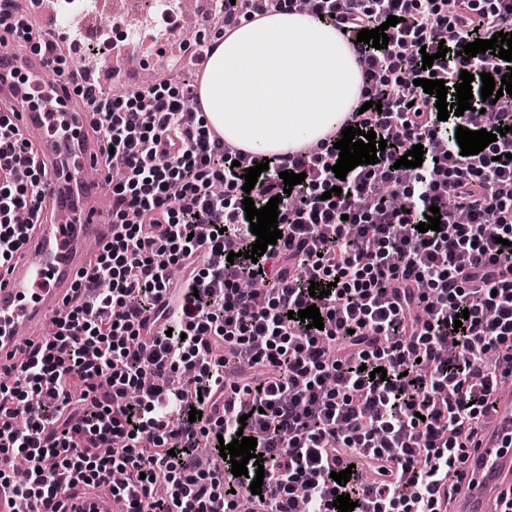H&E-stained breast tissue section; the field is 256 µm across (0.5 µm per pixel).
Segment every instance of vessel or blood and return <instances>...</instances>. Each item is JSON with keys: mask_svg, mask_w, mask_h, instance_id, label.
I'll list each match as a JSON object with an SVG mask.
<instances>
[{"mask_svg": "<svg viewBox=\"0 0 512 512\" xmlns=\"http://www.w3.org/2000/svg\"><path fill=\"white\" fill-rule=\"evenodd\" d=\"M45 69L46 58L39 54L13 57L0 65V107L15 111L49 185L43 223L35 226L21 256L0 278L2 366L17 362L25 344L42 342L112 233L101 206L102 184L87 176L101 162L103 130L93 113L65 82L48 85L36 106L12 78L20 72L37 84ZM464 469L466 477L451 512H489L490 502L512 487V390L496 393L483 419L479 445L469 451ZM65 512H116V502L106 490L79 491L66 498Z\"/></svg>", "mask_w": 512, "mask_h": 512, "instance_id": "obj_1", "label": "vessel or blood"}]
</instances>
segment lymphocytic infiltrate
Masks as SVG:
<instances>
[{
	"label": "lymphocytic infiltrate",
	"instance_id": "lymphocytic-infiltrate-1",
	"mask_svg": "<svg viewBox=\"0 0 512 512\" xmlns=\"http://www.w3.org/2000/svg\"><path fill=\"white\" fill-rule=\"evenodd\" d=\"M217 37L266 9L306 11L342 31L360 68V101L316 144L270 159L251 192L243 176L258 158L205 123L194 86L168 81L112 97L84 84L103 129L108 165L125 179L112 188V237L83 294L25 362L0 384V455L21 457L24 481L0 471L17 512H55L68 485L109 487L125 512H236L240 497L265 512H437L456 491L457 465L480 434L481 417L512 377V96L482 100L481 73L501 80L507 63L463 45L512 33V0H217ZM387 30V48L358 42L363 29ZM0 31L65 58L0 0ZM444 59H436L440 47ZM433 54L431 69L423 53ZM474 74L471 110L438 118L436 96L418 78L459 82ZM387 140L374 164L346 178L331 170L342 129ZM496 133L476 155H462L457 127ZM417 168L394 163L414 145ZM35 151L10 112L0 111V275L19 253L27 225L45 206ZM304 174L284 193L279 174ZM340 193H333V186ZM397 188L402 207L383 199ZM255 207L279 197L282 232L258 261L245 259L256 237L243 199ZM439 230L418 232L430 206ZM181 278H174L173 268ZM264 286L255 300L239 283ZM330 287L311 297V282ZM317 306L323 328L289 311ZM469 318L454 326L456 313ZM247 368L228 385L233 368ZM385 379L371 378L375 368ZM185 372L183 386L169 382ZM39 396L37 416L26 414ZM80 411H71V403ZM201 419L190 420V410ZM257 440L262 465L248 475L204 472L200 443L219 449L237 434ZM375 464L383 479L340 484L339 462ZM263 470L261 494L250 473Z\"/></svg>",
	"mask_w": 512,
	"mask_h": 512
}]
</instances>
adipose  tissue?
<instances>
[{
	"label": "adipose tissue",
	"mask_w": 512,
	"mask_h": 512,
	"mask_svg": "<svg viewBox=\"0 0 512 512\" xmlns=\"http://www.w3.org/2000/svg\"><path fill=\"white\" fill-rule=\"evenodd\" d=\"M360 90L353 53L329 24L283 12L243 24L209 57L205 119L225 138L271 156L319 140Z\"/></svg>",
	"instance_id": "1"
}]
</instances>
